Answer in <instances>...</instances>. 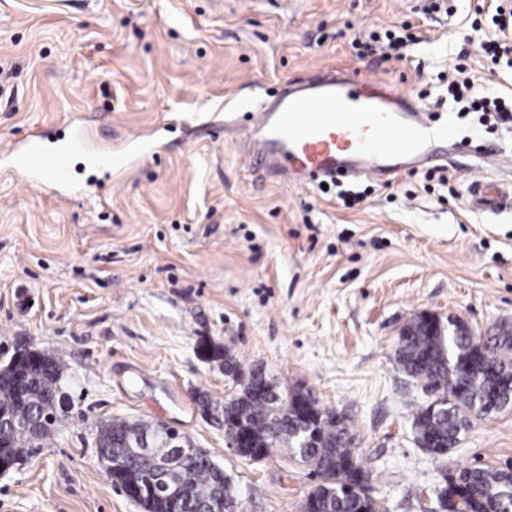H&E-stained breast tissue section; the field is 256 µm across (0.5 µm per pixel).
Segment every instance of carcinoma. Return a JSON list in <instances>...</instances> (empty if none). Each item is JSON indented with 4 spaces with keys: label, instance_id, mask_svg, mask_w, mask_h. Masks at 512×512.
<instances>
[{
    "label": "carcinoma",
    "instance_id": "obj_1",
    "mask_svg": "<svg viewBox=\"0 0 512 512\" xmlns=\"http://www.w3.org/2000/svg\"><path fill=\"white\" fill-rule=\"evenodd\" d=\"M424 316L410 320L398 337L395 360L406 376L426 384L441 383L448 386L449 402L441 413L431 414L419 410L415 418L417 440L434 455H442L453 447L472 419L489 415L486 409L489 395L488 379L470 377L465 372L467 362L479 355L480 338L464 323L460 333L443 336L429 335L422 329ZM485 347L495 353V370L512 378V331L503 329L486 337ZM48 378L36 376L28 393V406L37 410L44 401L48 384L61 385L65 368L51 360ZM270 394H246L238 389L240 400L231 403L224 398V436L233 438L235 419L247 423L255 447H287L296 460L313 468L319 477L308 492V502L316 504L312 512H387L383 503L370 495L371 472L365 466L361 451L349 446L354 437L348 419L337 423L329 418L330 409L320 403L315 394L301 393L295 388L289 392L278 390L274 380L267 379ZM306 403L311 413L310 428L302 429L301 422L290 414L285 404L295 399ZM18 406L15 387L0 381V410H13ZM48 433L34 436L25 428L17 431L14 447L9 452L20 458L27 450L37 448ZM132 435L119 428L112 429V442L100 448V454L124 458L131 453ZM186 497L182 512H199L208 503L224 496V512H231L233 492L228 481H220L209 456L198 459L193 470L185 476ZM441 502L458 501L462 512H512V472L509 467L483 465L467 467L445 476V483L435 491Z\"/></svg>",
    "mask_w": 512,
    "mask_h": 512
}]
</instances>
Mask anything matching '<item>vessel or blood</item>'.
<instances>
[{
    "label": "vessel or blood",
    "mask_w": 512,
    "mask_h": 512,
    "mask_svg": "<svg viewBox=\"0 0 512 512\" xmlns=\"http://www.w3.org/2000/svg\"><path fill=\"white\" fill-rule=\"evenodd\" d=\"M427 110L397 87L370 90L368 80L354 73L301 78L276 105L258 106L245 129L244 158L299 185L390 175L427 161L428 148L447 137V128L431 130ZM9 156L12 171L22 177L70 181L68 148L46 147L39 134Z\"/></svg>",
    "instance_id": "obj_1"
}]
</instances>
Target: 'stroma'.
Returning <instances> with one entry per match:
<instances>
[{"mask_svg":"<svg viewBox=\"0 0 512 512\" xmlns=\"http://www.w3.org/2000/svg\"><path fill=\"white\" fill-rule=\"evenodd\" d=\"M0 0V362L32 347L69 375L63 421L0 474V512H141L98 460L104 420L163 422L205 449L242 512H300L317 479L289 449L260 463L226 445L199 398L235 384L201 341L279 389L344 414L388 512H447L448 471L512 464V408L475 420L448 453L415 440L432 401L397 368L408 321L458 319L485 337L512 327V199L475 205L471 182L512 157V126L480 130L446 102L450 60L496 27L454 0ZM409 25L404 60L352 43ZM441 97L448 168L350 184L364 200L248 169L238 142L257 103L321 68ZM75 195L42 191L3 152L29 133L69 139ZM144 145L127 144L126 133ZM483 154H476V147ZM128 153L98 165L92 150Z\"/></svg>","mask_w":512,"mask_h":512,"instance_id":"stroma-1","label":"stroma"}]
</instances>
